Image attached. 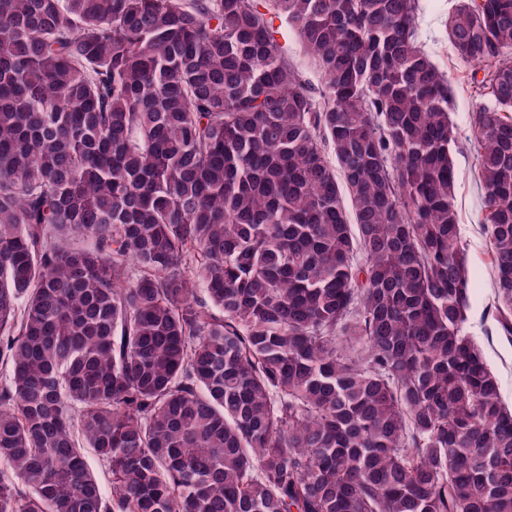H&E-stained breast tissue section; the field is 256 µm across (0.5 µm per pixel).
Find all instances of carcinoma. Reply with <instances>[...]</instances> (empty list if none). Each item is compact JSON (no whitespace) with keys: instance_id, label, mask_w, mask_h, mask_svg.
I'll return each instance as SVG.
<instances>
[{"instance_id":"obj_1","label":"carcinoma","mask_w":512,"mask_h":512,"mask_svg":"<svg viewBox=\"0 0 512 512\" xmlns=\"http://www.w3.org/2000/svg\"><path fill=\"white\" fill-rule=\"evenodd\" d=\"M421 9L0 0V512H512ZM445 29L511 337L512 0ZM270 16H273V26L279 32L276 34V39L282 47L285 59L298 68L303 80L314 85L319 84V75L297 38L288 31L285 24H282L278 18L270 14L267 17L270 18Z\"/></svg>"}]
</instances>
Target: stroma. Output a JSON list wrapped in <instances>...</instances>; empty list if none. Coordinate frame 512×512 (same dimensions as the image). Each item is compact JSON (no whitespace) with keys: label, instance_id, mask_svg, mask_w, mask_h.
I'll list each match as a JSON object with an SVG mask.
<instances>
[{"label":"stroma","instance_id":"1","mask_svg":"<svg viewBox=\"0 0 512 512\" xmlns=\"http://www.w3.org/2000/svg\"><path fill=\"white\" fill-rule=\"evenodd\" d=\"M457 0H431L421 25V39L445 70L455 89L453 119L459 148L454 154L457 174L456 208L462 241L472 263L468 332L481 346L500 385L506 404H512V338L500 336L492 316L493 284L490 243L482 231L481 191L474 178L475 157L468 144L469 115L476 100L469 93L472 64L458 58L446 37L444 20Z\"/></svg>","mask_w":512,"mask_h":512}]
</instances>
